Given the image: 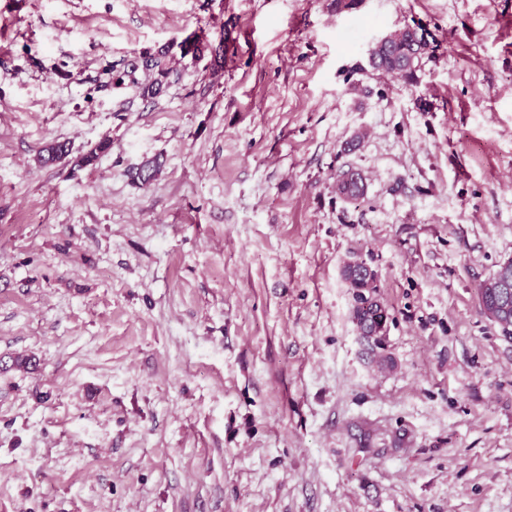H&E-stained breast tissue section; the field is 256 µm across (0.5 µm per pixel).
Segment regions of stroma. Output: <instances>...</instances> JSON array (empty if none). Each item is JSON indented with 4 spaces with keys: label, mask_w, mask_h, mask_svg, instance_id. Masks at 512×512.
Instances as JSON below:
<instances>
[{
    "label": "stroma",
    "mask_w": 512,
    "mask_h": 512,
    "mask_svg": "<svg viewBox=\"0 0 512 512\" xmlns=\"http://www.w3.org/2000/svg\"><path fill=\"white\" fill-rule=\"evenodd\" d=\"M510 258L512 0H0V512H512ZM389 34L376 43L387 41ZM411 28H403L390 33L387 43L374 46L369 52V63L373 69L399 76L411 81L419 67L426 44ZM364 269L367 270L368 274L371 271V267L363 260L352 261L345 266L347 273L357 278L364 274ZM351 276H347L345 279L358 297V304L353 311V319L361 336L367 342L368 351L374 353L376 348H380L385 332V307L376 297L372 301H370V299H364L362 293L369 296V292L366 290L369 281L365 278L352 279ZM379 331H381L382 334L380 337L377 335ZM512 262V260H510ZM510 262L502 265L500 272V288L496 279V272L485 282L479 290V298L484 314L497 325L499 321H512V284L508 292L504 293L502 288H507L510 282Z\"/></svg>",
    "instance_id": "obj_1"
}]
</instances>
